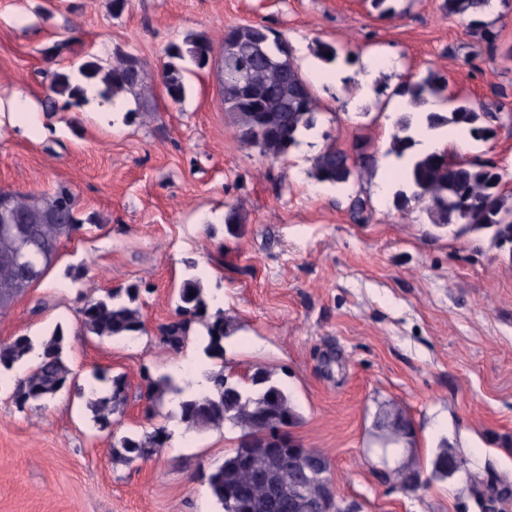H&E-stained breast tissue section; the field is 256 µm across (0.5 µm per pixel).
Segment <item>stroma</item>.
<instances>
[{
	"mask_svg": "<svg viewBox=\"0 0 512 512\" xmlns=\"http://www.w3.org/2000/svg\"><path fill=\"white\" fill-rule=\"evenodd\" d=\"M442 0H396L379 16L368 0H0V99L35 106L39 134L0 112V188L41 197L68 186L88 223L62 240L40 281L0 316V342L69 334L68 387L46 407L18 409L13 381L0 378V512H219L200 474L237 443L224 427L189 433L164 399L146 412L142 371L181 375L188 363H215L199 337L181 352L159 343L176 316L181 282L202 274L221 299L232 335L224 360L237 375L261 364L292 397L294 434L330 463L338 495L358 512H483V498L512 512V247L491 232L458 234L431 224L422 206L394 209L377 189L390 181L388 153L400 84L436 72L448 92L496 112L494 139L469 141L462 158L493 159L512 190V0H493L488 44ZM262 24L286 39L305 75L324 71L317 42L352 50L340 82H314L315 129L280 160L239 140L222 96L227 27ZM74 52L49 57L66 32ZM203 33L214 45L191 68L183 102L161 86L135 101L130 119L91 98L82 109L47 110L51 74L78 52H127L160 68L169 43ZM389 56L364 83L372 56ZM364 142L375 173L341 186L311 176L324 145ZM370 202L353 218V197ZM246 216L231 236L224 213ZM85 267L83 279L71 271ZM139 285L148 332L134 339L78 333L84 298ZM123 373L128 399L113 432L98 431L85 408L94 370ZM388 401L414 423L411 448L429 461L441 440L459 448L469 474L415 491L387 483L374 467L373 420ZM165 427L160 455L125 464L116 437Z\"/></svg>",
	"mask_w": 512,
	"mask_h": 512,
	"instance_id": "stroma-1",
	"label": "stroma"
}]
</instances>
